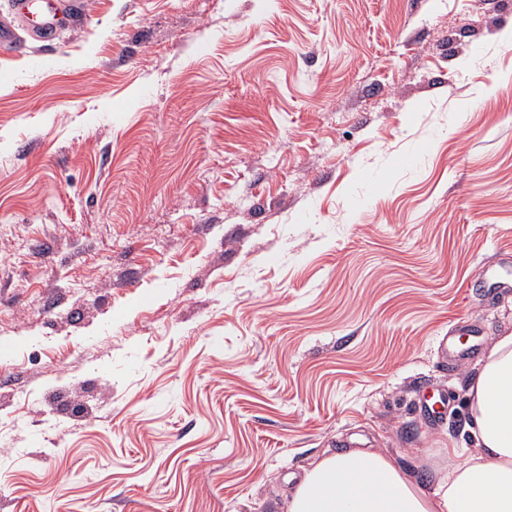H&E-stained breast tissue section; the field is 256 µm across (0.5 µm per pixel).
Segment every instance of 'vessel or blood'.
<instances>
[{"mask_svg":"<svg viewBox=\"0 0 512 512\" xmlns=\"http://www.w3.org/2000/svg\"><path fill=\"white\" fill-rule=\"evenodd\" d=\"M81 0H9L7 14L0 15V48L17 50L21 32L35 40L48 42L66 23L77 21Z\"/></svg>","mask_w":512,"mask_h":512,"instance_id":"obj_1","label":"vessel or blood"}]
</instances>
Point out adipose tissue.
Here are the masks:
<instances>
[{"label":"adipose tissue","instance_id":"adipose-tissue-1","mask_svg":"<svg viewBox=\"0 0 512 512\" xmlns=\"http://www.w3.org/2000/svg\"><path fill=\"white\" fill-rule=\"evenodd\" d=\"M468 391L474 445L449 449L428 479L383 452L349 448L305 470L287 512H512V333L495 342Z\"/></svg>","mask_w":512,"mask_h":512}]
</instances>
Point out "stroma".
<instances>
[{
	"instance_id": "obj_1",
	"label": "stroma",
	"mask_w": 512,
	"mask_h": 512,
	"mask_svg": "<svg viewBox=\"0 0 512 512\" xmlns=\"http://www.w3.org/2000/svg\"><path fill=\"white\" fill-rule=\"evenodd\" d=\"M511 30L512 0H86L0 50V512H282L322 453L468 445L512 330Z\"/></svg>"
}]
</instances>
